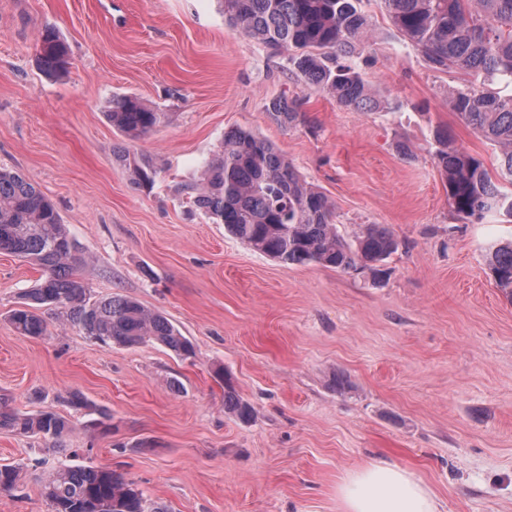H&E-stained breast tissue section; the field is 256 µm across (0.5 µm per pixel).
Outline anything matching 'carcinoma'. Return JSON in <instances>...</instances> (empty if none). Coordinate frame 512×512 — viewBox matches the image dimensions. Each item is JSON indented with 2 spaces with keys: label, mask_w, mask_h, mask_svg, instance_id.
<instances>
[{
  "label": "carcinoma",
  "mask_w": 512,
  "mask_h": 512,
  "mask_svg": "<svg viewBox=\"0 0 512 512\" xmlns=\"http://www.w3.org/2000/svg\"><path fill=\"white\" fill-rule=\"evenodd\" d=\"M363 0H224V15L246 37L288 62L304 82L351 112L381 108L361 74L350 63L357 48L369 44L370 16ZM397 33L438 72L458 69L473 76L512 77V0H380ZM60 38L47 27L36 44L41 70L51 76L67 70ZM465 125L499 147L497 177L478 157L455 147L448 133L434 132L435 159L445 178L448 202L461 218L480 220L489 213L512 217V96L502 97L472 84L449 98ZM266 110L284 128L306 122L297 101L281 95ZM112 126L133 141L164 124L168 113L133 95H114ZM112 156L127 170L131 184L149 191L163 168L137 157L125 145ZM177 192L224 230L253 250L284 265L319 264L341 271L383 274L380 263L398 247L386 228L371 224L353 244L336 230L335 205L309 185L270 141L248 130L224 134V141L203 160L195 179ZM55 205L21 175L0 168V252L37 265L42 274L12 309L9 321L23 336L47 332L41 310L57 312L84 335L119 347L156 342L177 356L194 355L192 342L168 319L122 295L91 297L77 274L81 259ZM491 276L512 300V241L491 247ZM224 409L247 420L251 406L233 392ZM0 429L32 433L56 443L68 422L51 411L21 414L0 400ZM22 468L0 466V489L16 490ZM50 512H170L147 499L115 470L75 459L58 462L42 484Z\"/></svg>",
  "instance_id": "carcinoma-1"
}]
</instances>
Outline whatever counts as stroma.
I'll return each mask as SVG.
<instances>
[{
  "label": "stroma",
  "instance_id": "35a3bbf8",
  "mask_svg": "<svg viewBox=\"0 0 512 512\" xmlns=\"http://www.w3.org/2000/svg\"><path fill=\"white\" fill-rule=\"evenodd\" d=\"M364 9L373 42L352 63L383 100L375 112L306 85L228 24L222 0H0V168L54 203L93 297H133L195 346L183 359L106 345L51 312L46 335H20L7 316L41 271L0 253V396L71 427L58 448L0 430V465L26 475L0 490V512H49L41 481L74 450L171 512H336L341 478L376 458L413 472L442 512H512V301L486 266L512 219L453 213L433 131L492 173L499 151L449 105L469 76L429 69L378 0ZM48 26L69 50L57 80L35 61ZM283 93L302 100L304 124L268 115ZM116 94L169 115L130 143L165 168L152 191L112 157L126 143L106 117ZM236 128L334 201L345 239L368 224L392 232L385 280L280 264L176 193ZM228 387L249 422L225 411Z\"/></svg>",
  "mask_w": 512,
  "mask_h": 512
}]
</instances>
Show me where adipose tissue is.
<instances>
[{
    "label": "adipose tissue",
    "mask_w": 512,
    "mask_h": 512,
    "mask_svg": "<svg viewBox=\"0 0 512 512\" xmlns=\"http://www.w3.org/2000/svg\"><path fill=\"white\" fill-rule=\"evenodd\" d=\"M338 512H438L432 490L384 459L348 472L336 486Z\"/></svg>",
    "instance_id": "ef3b65f1"
}]
</instances>
